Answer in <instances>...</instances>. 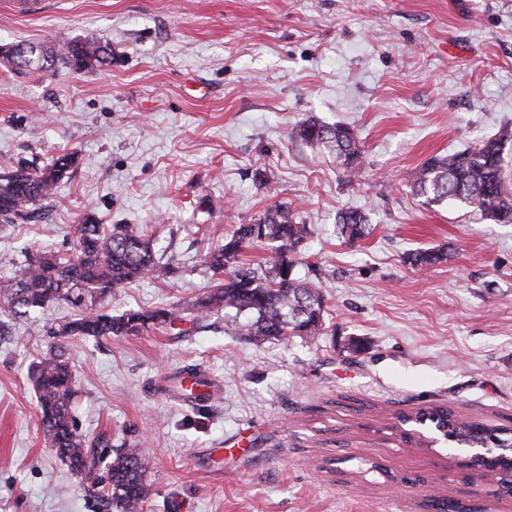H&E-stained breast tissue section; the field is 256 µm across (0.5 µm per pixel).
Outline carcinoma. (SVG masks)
<instances>
[{"label": "carcinoma", "mask_w": 512, "mask_h": 512, "mask_svg": "<svg viewBox=\"0 0 512 512\" xmlns=\"http://www.w3.org/2000/svg\"><path fill=\"white\" fill-rule=\"evenodd\" d=\"M45 63H35L27 73L42 75L50 68L92 70L112 63V50L96 42L70 40L38 46ZM295 137L323 152L336 155L348 178L357 177L363 155L352 129L303 121ZM504 139L489 138L461 151L430 157L411 185L428 207L448 201L471 205L487 219L512 224V193L504 185ZM76 153L52 158L43 167L21 166L0 174V221L14 223L29 208L52 198L60 182L76 163ZM336 224L342 237L354 242L369 234L368 218L359 209H344ZM75 253L36 251L12 279L0 281V337L7 334L1 318L29 317L55 303L65 302L76 313L46 330L48 336L72 342L84 338L137 336L161 328L181 338L198 330L211 315L224 312V334L259 344L317 336L327 314L326 299L316 284L295 272L298 248L311 236L309 225L299 224L288 206L276 204L246 224L235 225L220 246L204 256L214 285L193 303L181 307L128 309L114 314L101 299L120 288L158 273L176 272L173 260L157 253L152 237L133 224H97L87 221L73 227ZM268 249L263 263L244 260V251ZM448 259L441 248L419 249L406 262L420 269ZM31 379L37 397L45 442L71 470L90 482L87 493L101 512H143L151 496L144 459L138 445L126 443L112 449L102 436L92 439L79 432L73 416L74 375L65 347L33 363ZM157 390L177 391L188 401H219L209 391L212 382L200 369L187 365L164 379ZM418 416L438 430H448L461 443L496 440L509 454L512 429L478 419H462L443 406Z\"/></svg>", "instance_id": "carcinoma-1"}]
</instances>
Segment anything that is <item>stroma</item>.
Here are the masks:
<instances>
[{"label":"stroma","mask_w":512,"mask_h":512,"mask_svg":"<svg viewBox=\"0 0 512 512\" xmlns=\"http://www.w3.org/2000/svg\"><path fill=\"white\" fill-rule=\"evenodd\" d=\"M75 38L111 44V65L0 63V173L78 154L51 200L0 222V280L85 220L159 224L180 273L102 304L183 306L211 282L202 256L282 203L312 231L296 270L329 306L321 335L286 343L227 336L218 313L179 341L69 344L80 431L140 442L146 512H427L445 494L512 512L495 477L470 480L468 452L426 447L409 420L446 404L512 428V224L410 190L429 156L499 136L512 191V0H0V44ZM310 116L354 129L356 181L294 137ZM349 207L371 227L354 243L336 228ZM419 248L449 258L421 271L405 261ZM69 312L0 341V512H97L45 444L30 379L54 344L41 325ZM186 365L219 386L216 406L157 392Z\"/></svg>","instance_id":"1"}]
</instances>
